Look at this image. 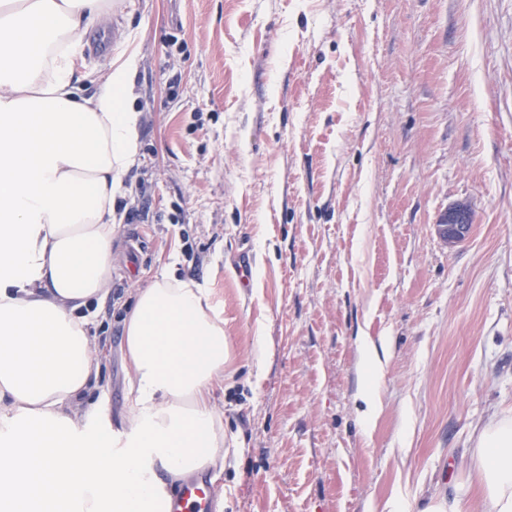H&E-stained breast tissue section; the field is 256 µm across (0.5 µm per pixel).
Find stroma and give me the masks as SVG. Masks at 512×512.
Segmentation results:
<instances>
[{"label":"stroma","instance_id":"obj_1","mask_svg":"<svg viewBox=\"0 0 512 512\" xmlns=\"http://www.w3.org/2000/svg\"><path fill=\"white\" fill-rule=\"evenodd\" d=\"M115 2L75 62L89 94L137 56L120 298L92 331L106 418L129 417L126 314L170 266L224 321L220 512L454 495L512 417V0ZM456 202L474 228L448 247ZM364 337L388 341L368 427ZM473 215L464 205H456L442 212L434 231L437 236L448 245H455L467 239L472 229Z\"/></svg>","mask_w":512,"mask_h":512}]
</instances>
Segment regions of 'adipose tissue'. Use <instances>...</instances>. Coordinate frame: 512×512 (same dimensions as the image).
Returning a JSON list of instances; mask_svg holds the SVG:
<instances>
[{"label":"adipose tissue","instance_id":"adipose-tissue-1","mask_svg":"<svg viewBox=\"0 0 512 512\" xmlns=\"http://www.w3.org/2000/svg\"><path fill=\"white\" fill-rule=\"evenodd\" d=\"M113 0H0V505L13 512H170L168 478L214 465L224 426L205 402L224 376V321L203 286L157 276L124 320L130 419L89 400L90 327L111 288L115 200L139 149L124 104L135 55L91 94L75 61ZM87 399L76 422L73 403ZM460 492L415 510L512 512V419L488 422Z\"/></svg>","mask_w":512,"mask_h":512}]
</instances>
